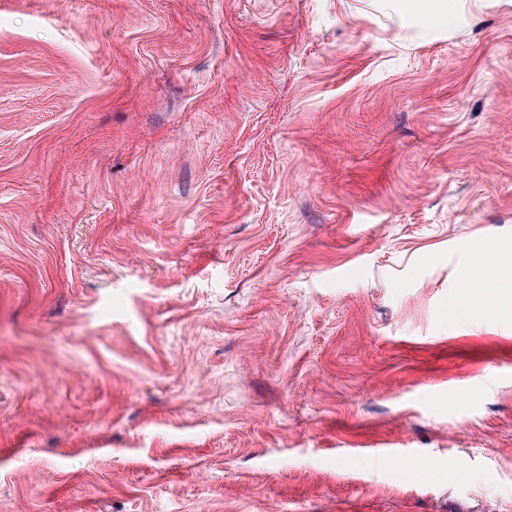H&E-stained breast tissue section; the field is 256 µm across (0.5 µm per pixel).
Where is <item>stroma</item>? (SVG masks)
<instances>
[{
    "instance_id": "obj_1",
    "label": "stroma",
    "mask_w": 512,
    "mask_h": 512,
    "mask_svg": "<svg viewBox=\"0 0 512 512\" xmlns=\"http://www.w3.org/2000/svg\"><path fill=\"white\" fill-rule=\"evenodd\" d=\"M399 2L0 0V512H512V0Z\"/></svg>"
}]
</instances>
